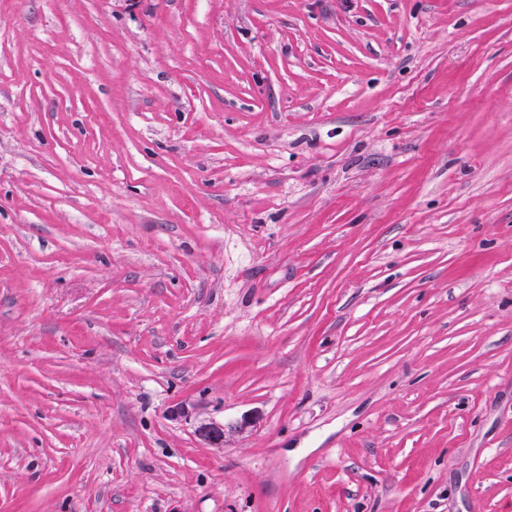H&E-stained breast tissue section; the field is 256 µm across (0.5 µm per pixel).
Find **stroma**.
Instances as JSON below:
<instances>
[{
  "mask_svg": "<svg viewBox=\"0 0 512 512\" xmlns=\"http://www.w3.org/2000/svg\"><path fill=\"white\" fill-rule=\"evenodd\" d=\"M0 512H512V0H0Z\"/></svg>",
  "mask_w": 512,
  "mask_h": 512,
  "instance_id": "1",
  "label": "stroma"
}]
</instances>
